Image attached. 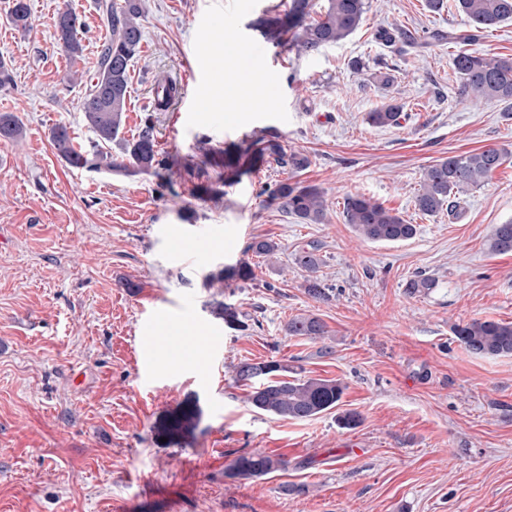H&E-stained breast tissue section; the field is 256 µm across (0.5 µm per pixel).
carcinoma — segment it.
I'll list each match as a JSON object with an SVG mask.
<instances>
[{"label":"carcinoma","instance_id":"1","mask_svg":"<svg viewBox=\"0 0 512 512\" xmlns=\"http://www.w3.org/2000/svg\"><path fill=\"white\" fill-rule=\"evenodd\" d=\"M315 0H289L288 10L274 16H264L254 27L267 41L276 45H289L300 54L316 51L323 46L337 44L353 35L363 24L367 13L366 0H324L319 18H312ZM455 6L464 18L467 29L462 34L436 30L432 40L448 41L461 45L453 54V66L460 80L459 94L471 101H495L512 107V58L489 56L466 48L478 41L487 29L512 19V0H456ZM97 9L107 30L102 45L97 73L87 87L81 101L84 120L94 134L90 149L74 145L65 124L54 125L49 140L57 155L76 169L123 170L143 173L166 179L167 166L158 159L159 151L153 128L146 126L137 137L128 140L120 137L125 122L129 98L130 64L138 53L143 40L140 18L142 0H97ZM9 23L26 31L31 26L27 0H13L8 13ZM55 37L70 59L83 54L80 37L81 23L78 16L65 10L54 21ZM375 40L386 46L397 42L416 43L415 35L398 27H381ZM155 86L165 89L159 97L157 109L162 111L178 96L180 87L170 78H161ZM403 106L391 98L380 108L369 113L368 120L375 126L396 125ZM23 132L20 118L12 112L0 113V138L16 140ZM117 145L119 155H112V145ZM508 152L499 147L451 155L435 161L423 172L415 206L424 215L434 216L443 211L458 218L462 215L464 196L486 183L505 161ZM272 159L277 166L293 172L305 169L308 157L300 153H287L275 138L259 136L245 139L224 149L219 155L205 153L193 163L188 172L198 177L210 167H220L218 177L235 182L248 169ZM280 208L306 224H321L326 216L324 192L313 186L281 181L270 192ZM346 218L355 231L371 242H396L407 240L416 233V226L408 224L397 213L382 204L362 196L347 198ZM279 245L268 239L255 238L247 251L257 257L271 258ZM489 250L494 254L512 253V222L495 226L489 239ZM318 245L308 244L294 257L295 264L308 273L305 288L316 300L329 299V288L320 277L321 259ZM237 279L251 281L254 270L247 261L228 267L207 280ZM212 314L233 330L249 328L246 316L231 304L218 301ZM285 335L304 337L312 341L327 335L324 322L313 315H296L284 326ZM452 333L470 353L482 357L512 356V322L492 319H473L456 324ZM293 369L279 361L249 362L237 366L236 378L250 383L248 403L258 413L287 420H306L324 414L340 403L346 385L339 379L288 377ZM201 417L200 407L188 399L170 411L156 427L157 434L170 442H177L192 432ZM285 466V461L260 451L237 455L229 466L230 475L250 480L271 474Z\"/></svg>","mask_w":512,"mask_h":512}]
</instances>
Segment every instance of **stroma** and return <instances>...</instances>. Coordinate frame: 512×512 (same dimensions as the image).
I'll return each instance as SVG.
<instances>
[{
  "label": "stroma",
  "mask_w": 512,
  "mask_h": 512,
  "mask_svg": "<svg viewBox=\"0 0 512 512\" xmlns=\"http://www.w3.org/2000/svg\"><path fill=\"white\" fill-rule=\"evenodd\" d=\"M27 2L31 27L21 32L0 0V58L14 77L0 88V112L24 127L0 140V512H512V357L473 355L452 334L474 318L512 321V254L488 250L495 225L512 220V110L460 99L450 47L429 40L436 29L464 31L454 0L439 11L426 0H368L356 33L309 54L251 26L286 0H143L125 135L153 124L166 186L56 155L55 124L81 147L93 138L81 100L106 29L96 0ZM65 9L83 24L74 62L54 36ZM382 25L412 31L419 46L375 43ZM227 38L263 48L252 69L272 87L267 104L238 115L201 105L218 91ZM357 57L359 74L349 67ZM383 66L395 76L388 89L374 77ZM73 69L83 75L74 86ZM162 75L181 94L159 112ZM392 97L404 105L399 124H370ZM264 133L308 167L264 164L232 184L213 174L202 180L207 196H190L186 162ZM485 146L509 155L462 218L421 214L424 169ZM290 176L324 192L323 223L268 204ZM352 196L399 213L415 235L364 240L346 220ZM174 228L187 245L174 244ZM256 238L278 244L273 261L248 258ZM312 242L324 301L307 294L294 262ZM245 259L253 281L206 287L207 274ZM418 273L436 285L409 294ZM217 301L246 314L248 330L215 319ZM303 313L324 322V341L285 335ZM272 359L342 380L337 408L303 421L255 412L236 368ZM193 395L198 427L160 442L159 420ZM347 411L360 414L356 429L338 426ZM252 450L287 466L231 477V460Z\"/></svg>",
  "instance_id": "35a3bbf8"
}]
</instances>
